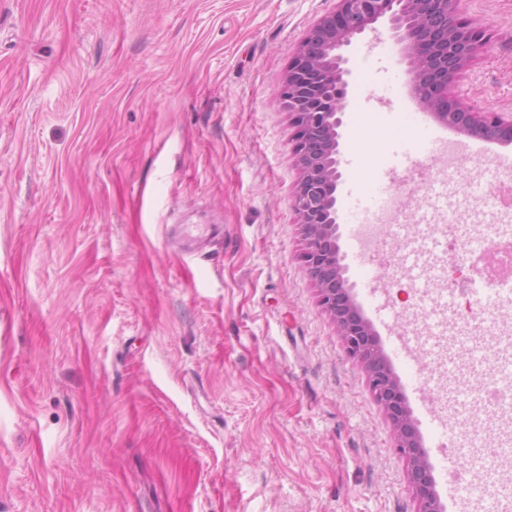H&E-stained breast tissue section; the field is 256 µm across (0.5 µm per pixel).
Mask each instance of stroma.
Returning <instances> with one entry per match:
<instances>
[{
    "label": "stroma",
    "mask_w": 512,
    "mask_h": 512,
    "mask_svg": "<svg viewBox=\"0 0 512 512\" xmlns=\"http://www.w3.org/2000/svg\"><path fill=\"white\" fill-rule=\"evenodd\" d=\"M336 0H0V512H417L394 426L343 348L304 260L294 129L278 93ZM483 34L448 88L512 113V0H460ZM338 198L406 139L388 116L408 52L379 20L346 48ZM457 225L496 217L464 171ZM214 224L201 252L184 226ZM425 236L416 281L373 313L348 237L341 263L430 435L388 327L462 270Z\"/></svg>",
    "instance_id": "obj_1"
}]
</instances>
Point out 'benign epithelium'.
Returning <instances> with one entry per match:
<instances>
[{"label": "benign epithelium", "mask_w": 512, "mask_h": 512, "mask_svg": "<svg viewBox=\"0 0 512 512\" xmlns=\"http://www.w3.org/2000/svg\"><path fill=\"white\" fill-rule=\"evenodd\" d=\"M298 48L281 93L296 128L301 170L293 207L302 225L304 259L324 309L335 318L346 351L360 361L370 389L396 426V448L408 458L417 512H440L426 452L403 404L371 326L356 315L338 245L339 129L347 108L348 59L343 48L379 19L409 51V75L419 102L443 124L485 140L512 141V115L473 112L448 100V84L474 56L481 32L460 22L448 0H337Z\"/></svg>", "instance_id": "1"}]
</instances>
